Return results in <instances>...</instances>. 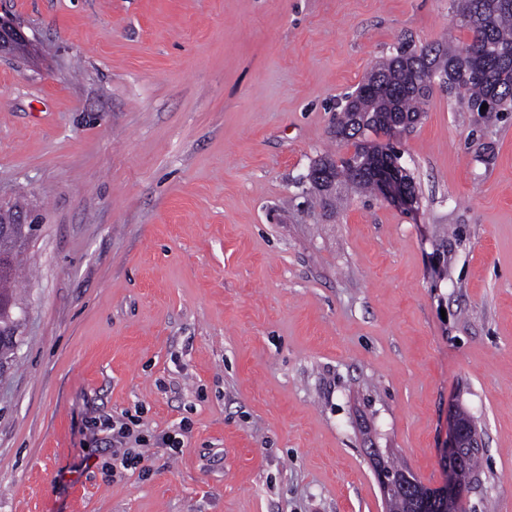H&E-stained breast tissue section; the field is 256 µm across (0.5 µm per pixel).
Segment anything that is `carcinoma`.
<instances>
[{"mask_svg": "<svg viewBox=\"0 0 512 512\" xmlns=\"http://www.w3.org/2000/svg\"><path fill=\"white\" fill-rule=\"evenodd\" d=\"M450 27L470 33L467 43L443 37L436 44L417 46L401 43L396 52L371 69L367 79L348 97L336 118V136L352 142L353 153L339 161L324 155L309 166L306 175L310 201L322 207L333 205L348 192L378 193L371 168L380 160L400 159L396 137L403 127L398 115L419 117L433 88L459 100L462 112H476L481 102L492 97L495 111L512 112V0H450ZM384 136L386 142L368 140L369 134ZM17 210H0V225L11 231L0 235V370L17 346L20 317L16 314L14 284L18 259L34 228L19 224ZM473 455L454 470L458 485H468L476 469ZM435 504L441 512H459V499L441 487Z\"/></svg>", "mask_w": 512, "mask_h": 512, "instance_id": "carcinoma-1", "label": "carcinoma"}]
</instances>
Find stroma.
<instances>
[{"mask_svg":"<svg viewBox=\"0 0 512 512\" xmlns=\"http://www.w3.org/2000/svg\"><path fill=\"white\" fill-rule=\"evenodd\" d=\"M0 200L40 230L0 373V512H384L367 449L512 512V113L434 91L414 210L304 203L336 111L448 0H0ZM131 418L113 473L96 417ZM186 428L183 453L154 438ZM26 43L27 38L19 26L0 20V53L4 50L23 49ZM448 458L459 459L466 452H479L482 448L481 440L478 437L474 425L462 426L456 418L452 420L447 445Z\"/></svg>","mask_w":512,"mask_h":512,"instance_id":"stroma-1","label":"stroma"}]
</instances>
